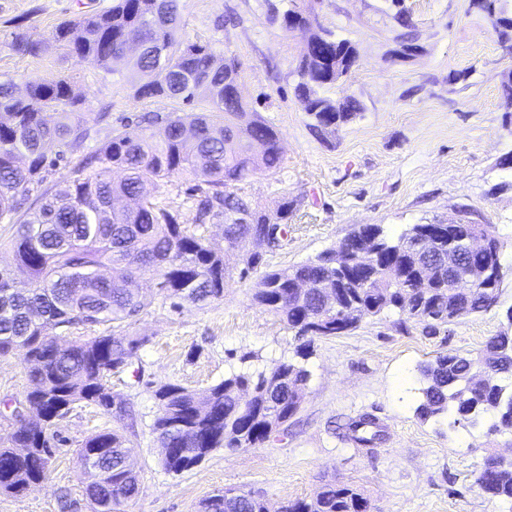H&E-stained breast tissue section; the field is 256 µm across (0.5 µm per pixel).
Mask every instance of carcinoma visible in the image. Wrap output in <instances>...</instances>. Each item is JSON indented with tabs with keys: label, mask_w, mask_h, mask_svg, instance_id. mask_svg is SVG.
<instances>
[{
	"label": "carcinoma",
	"mask_w": 512,
	"mask_h": 512,
	"mask_svg": "<svg viewBox=\"0 0 512 512\" xmlns=\"http://www.w3.org/2000/svg\"><path fill=\"white\" fill-rule=\"evenodd\" d=\"M486 0L483 10L501 42H512V18ZM177 0H112L103 11L84 14L56 26L47 40L25 33L10 46L20 56L40 57L60 44L108 71L124 46L138 40L148 49L135 67L150 74L135 86L139 98L181 102L187 110L158 115L163 134L143 130L118 132L102 150L79 156L62 189L32 193L47 172L45 145L58 142L81 151L88 138L82 124L80 93L67 78L53 83L30 79L25 94L0 83V222L15 226L8 245L14 267L0 273V357L20 354L30 383L35 419L0 446V492L15 493L48 478L51 462L24 457L16 448H40L73 405L84 403L120 416L126 402L112 392V372L137 356L146 338L119 330L145 313L155 296L174 309L191 302L201 307L224 299L225 253L213 250L200 227L224 225V240L267 225L288 236L291 204L283 201L271 215L253 206L235 188L259 173L275 174L283 165L279 137L256 117L242 122L246 103L238 94L241 63L223 67L214 44L192 42L180 33ZM322 46L308 45L298 66L300 97L316 132L336 129L361 111L348 97L341 104L326 95L336 78V50H353L327 30ZM206 109L198 112L200 102ZM173 174L191 177L188 188L193 223L183 224L156 193ZM432 224H413L397 238L378 224L361 235L378 239L374 265L358 262L340 270L323 257L265 273L256 283L255 302L279 316L302 337L317 324L318 337L356 329L363 320L396 312L423 326L431 336L448 324L488 310L498 300L501 244L486 224L459 226L451 242L466 265L484 266L490 277L475 285L448 280V268L436 265L431 286L421 287L422 258L409 240ZM478 231L489 240L481 255L469 253L465 237ZM156 275V293L127 284L140 270ZM340 278L335 304L325 301L318 285ZM299 280L311 287L300 293ZM104 327L88 340L58 342L83 329ZM427 381L417 407L423 419L446 414L454 422L477 424L487 415L491 430H512V336H492L476 355L440 354L421 367ZM310 372L284 362L275 373L232 372L204 396L177 384L153 390L158 412L152 425L160 446L169 449L164 469L179 475L217 448L254 447L268 441L300 406ZM346 437L367 447L381 439L379 422L360 416L345 426ZM124 431H102L85 439L77 460L93 512H125L139 493L138 475ZM480 488L497 499L512 500V461L488 457L477 478ZM202 512H269L266 502L249 491L219 492ZM277 512H367L356 490L327 484L309 501L285 502Z\"/></svg>",
	"instance_id": "carcinoma-1"
}]
</instances>
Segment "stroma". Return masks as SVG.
Returning a JSON list of instances; mask_svg holds the SVG:
<instances>
[{
  "label": "stroma",
  "instance_id": "obj_1",
  "mask_svg": "<svg viewBox=\"0 0 512 512\" xmlns=\"http://www.w3.org/2000/svg\"><path fill=\"white\" fill-rule=\"evenodd\" d=\"M112 0H0V80L24 86L70 78L84 97L85 152L119 131L144 128L145 117L176 111L167 99L136 97L140 77L131 58L103 72L54 47L38 58L11 51L15 30L49 38L62 20L102 10ZM182 35L214 42L236 56L241 93L250 112L278 133L284 164L259 174L242 192L265 210L292 202L290 231L280 249L245 240L227 247L224 227L203 234L224 252V298L205 308L172 310L155 299L129 327L146 337L136 358L110 385L137 417L128 444L139 473V493L127 512H199L202 501L225 488H241L282 503L311 499L324 484L356 489L369 512H512L476 483L488 456L512 457V431L421 419L423 383L418 369L443 353L468 355L492 336L512 335V104L503 82L512 73L505 49L472 0H178ZM297 7L349 40L358 65L331 88L333 99H356L362 110L335 132L315 134L296 92L304 37L286 32L281 17ZM492 225L503 245L499 298L487 312L427 336L420 324L385 313L358 328L312 338L303 360L310 372L295 415L269 442L214 450L179 475L167 473L152 432L153 391L174 383L205 395L233 372H267L295 359L299 340L259 306L253 289L265 272L315 259L363 224L398 235L412 224ZM262 261L241 276V256ZM362 415L384 425L371 447L343 439L339 425ZM110 412L82 403L56 427L58 441L45 482L21 494L0 493V512H90L77 451L90 435L118 427Z\"/></svg>",
  "mask_w": 512,
  "mask_h": 512
}]
</instances>
